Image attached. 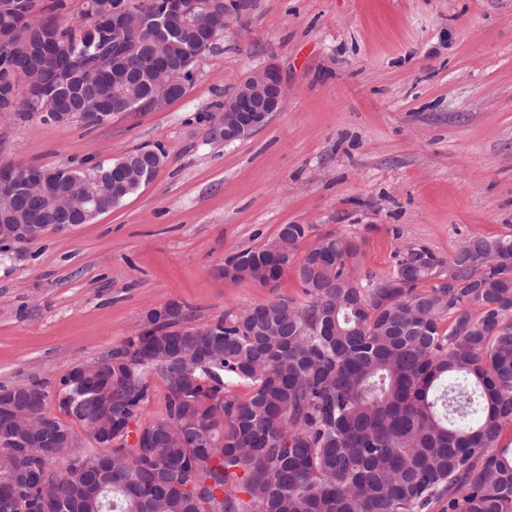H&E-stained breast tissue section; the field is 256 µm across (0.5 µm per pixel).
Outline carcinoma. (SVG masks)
<instances>
[{
    "mask_svg": "<svg viewBox=\"0 0 512 512\" xmlns=\"http://www.w3.org/2000/svg\"><path fill=\"white\" fill-rule=\"evenodd\" d=\"M83 2L70 21L67 0H0V33L12 35L0 113L40 117L54 91L88 85L97 112L104 98L146 111L152 75L135 71L139 51L86 67L95 18L129 0ZM157 7L133 8L146 39L198 66L214 46L199 42L194 17L224 26L222 0H193L176 30L157 24ZM125 160L60 165V191L111 211L140 190L112 181ZM54 204L42 197L9 223L50 224ZM312 232L284 224L220 269L265 286L291 266L305 301L206 327L182 325L178 304L169 316L154 309L152 328L69 370L56 406L38 383L0 390V512H17L18 494L28 512H512V438L501 443L512 431V235L471 236L446 261L409 245L389 275L363 279L352 241L326 234L302 249ZM154 375L163 413L144 424ZM31 388L57 439L24 453L10 437L33 421ZM81 433L96 450L81 448Z\"/></svg>",
    "mask_w": 512,
    "mask_h": 512,
    "instance_id": "obj_1",
    "label": "carcinoma"
}]
</instances>
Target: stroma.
Instances as JSON below:
<instances>
[{"label": "stroma", "instance_id": "stroma-1", "mask_svg": "<svg viewBox=\"0 0 512 512\" xmlns=\"http://www.w3.org/2000/svg\"><path fill=\"white\" fill-rule=\"evenodd\" d=\"M224 36L180 99L100 126L0 116V162L55 167L161 148L154 179L95 223L0 255V387L56 395L174 301L186 323L279 297L220 275L283 224L356 242L361 274L400 247L450 258L512 234V0H225ZM276 66L281 111L214 138L225 95Z\"/></svg>", "mask_w": 512, "mask_h": 512}]
</instances>
